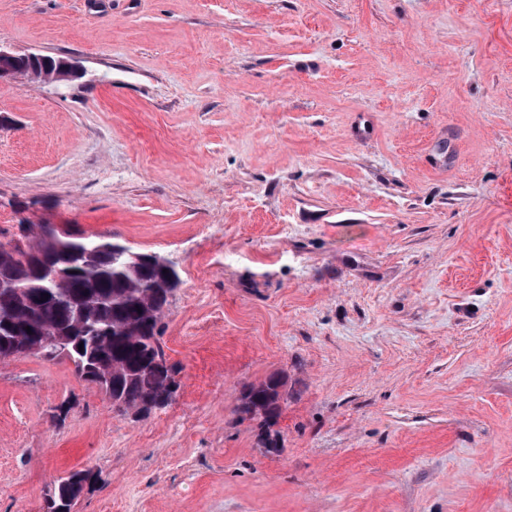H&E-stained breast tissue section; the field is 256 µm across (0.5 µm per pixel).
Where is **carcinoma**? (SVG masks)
Segmentation results:
<instances>
[{
	"mask_svg": "<svg viewBox=\"0 0 512 512\" xmlns=\"http://www.w3.org/2000/svg\"><path fill=\"white\" fill-rule=\"evenodd\" d=\"M15 73H57V58L17 59ZM0 228V278L15 281L19 293L0 292V363L30 354L38 343L19 336L24 325L66 338L48 361L66 359L85 382L96 386L116 412L148 415L169 404L179 384L160 343L162 319L180 276L175 265L152 261V253L130 251L114 236H85L65 224H39L27 249L6 250ZM44 294L47 301L40 300ZM84 350H79V347ZM285 382L272 375L244 388L237 411L263 427L277 423ZM89 469L60 478L47 499L46 512H71Z\"/></svg>",
	"mask_w": 512,
	"mask_h": 512,
	"instance_id": "cac0c4a2",
	"label": "carcinoma"
}]
</instances>
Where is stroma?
<instances>
[{
    "label": "stroma",
    "mask_w": 512,
    "mask_h": 512,
    "mask_svg": "<svg viewBox=\"0 0 512 512\" xmlns=\"http://www.w3.org/2000/svg\"><path fill=\"white\" fill-rule=\"evenodd\" d=\"M0 45L76 69L0 81V226L181 275L164 408L0 364V512H512V0H0ZM284 385L281 376L272 375L259 384L246 386L237 407L241 419L259 420L261 427L275 425L285 398ZM93 479L94 474L89 469L71 471L67 476L61 477L46 501V512H71L85 486Z\"/></svg>",
    "instance_id": "1"
}]
</instances>
